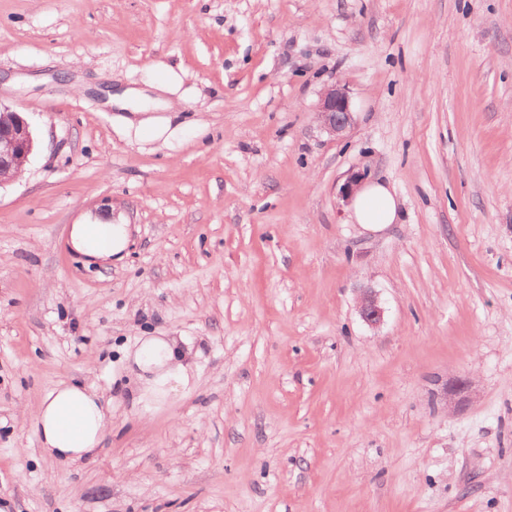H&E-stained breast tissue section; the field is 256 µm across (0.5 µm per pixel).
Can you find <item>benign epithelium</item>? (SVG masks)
Wrapping results in <instances>:
<instances>
[{"mask_svg":"<svg viewBox=\"0 0 512 512\" xmlns=\"http://www.w3.org/2000/svg\"><path fill=\"white\" fill-rule=\"evenodd\" d=\"M317 113L324 129L334 136L344 132L353 122L350 98L336 83L321 93ZM33 149L34 138L25 114L0 106V185L20 176ZM359 313L371 325L382 321L383 309L369 289L360 298Z\"/></svg>","mask_w":512,"mask_h":512,"instance_id":"benign-epithelium-1","label":"benign epithelium"}]
</instances>
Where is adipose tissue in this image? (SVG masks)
<instances>
[{
  "label": "adipose tissue",
  "mask_w": 512,
  "mask_h": 512,
  "mask_svg": "<svg viewBox=\"0 0 512 512\" xmlns=\"http://www.w3.org/2000/svg\"><path fill=\"white\" fill-rule=\"evenodd\" d=\"M399 202L388 184L361 185L349 206L351 223L380 230L399 219ZM72 249L89 260H122L129 245L125 224H75L69 232ZM131 393L143 409L172 400L189 383L187 353L171 336L141 337L135 349H124ZM43 451L64 463L95 456L107 426L105 405L98 391L79 382L53 386L30 416Z\"/></svg>",
  "instance_id": "adipose-tissue-1"
}]
</instances>
